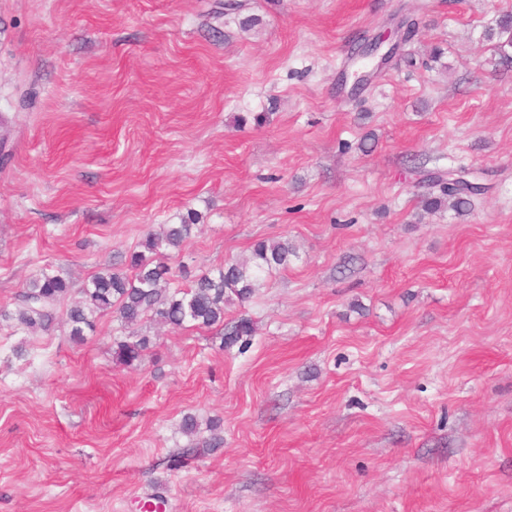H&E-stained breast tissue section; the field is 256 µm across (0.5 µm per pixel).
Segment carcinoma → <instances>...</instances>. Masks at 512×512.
<instances>
[{"mask_svg":"<svg viewBox=\"0 0 512 512\" xmlns=\"http://www.w3.org/2000/svg\"><path fill=\"white\" fill-rule=\"evenodd\" d=\"M489 37L496 38V50L503 59L512 49V15L503 16ZM439 194L423 201V208L435 211L446 206L457 214L470 211V196L480 187L465 185L450 190L439 175L430 177ZM196 226V217L188 215L180 224H167L158 233H148L126 256L125 271L97 273L80 289L81 299L67 309L70 337L76 343L85 340L93 330L96 316L115 310L127 325L138 323L149 314L159 322L174 328L191 324L198 328L224 326V306L235 300H248L260 287V276L288 265L293 246L286 240H263L254 244L251 256L245 260H230L224 266L200 274L187 289L166 288L171 268L157 258L160 250H179ZM70 282L55 272L44 271L31 280L19 294L21 305L12 313H3L22 327L43 329L54 320L57 304L71 294ZM255 333L254 322L241 318L223 337V345L231 347L242 337ZM150 341L142 336L120 341L114 350L116 361L124 366L140 364L146 357Z\"/></svg>","mask_w":512,"mask_h":512,"instance_id":"cac0c4a2","label":"carcinoma"}]
</instances>
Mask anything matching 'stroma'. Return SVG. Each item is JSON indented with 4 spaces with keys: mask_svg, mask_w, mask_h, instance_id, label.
<instances>
[{
    "mask_svg": "<svg viewBox=\"0 0 512 512\" xmlns=\"http://www.w3.org/2000/svg\"><path fill=\"white\" fill-rule=\"evenodd\" d=\"M227 2L0 0V310L191 212L175 286L295 249L218 328L0 319V512H512V60L487 38L512 0ZM460 170L471 211H423ZM211 419L223 445L169 467ZM149 345L150 341L145 336L120 341L114 350L116 361L124 366L138 365L145 359Z\"/></svg>",
    "mask_w": 512,
    "mask_h": 512,
    "instance_id": "obj_1",
    "label": "stroma"
}]
</instances>
